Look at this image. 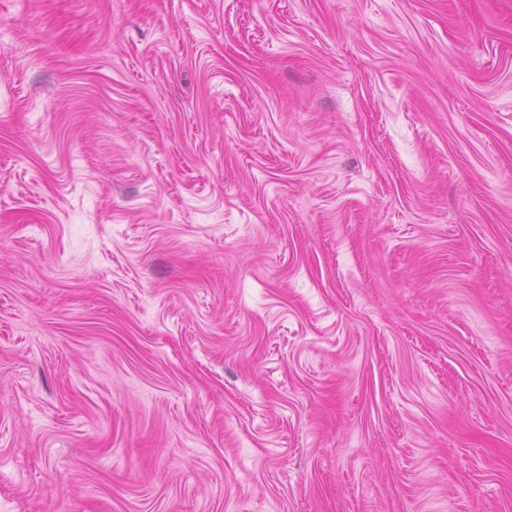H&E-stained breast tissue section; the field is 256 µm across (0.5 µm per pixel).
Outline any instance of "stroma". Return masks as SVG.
Returning a JSON list of instances; mask_svg holds the SVG:
<instances>
[{"instance_id": "35a3bbf8", "label": "stroma", "mask_w": 512, "mask_h": 512, "mask_svg": "<svg viewBox=\"0 0 512 512\" xmlns=\"http://www.w3.org/2000/svg\"><path fill=\"white\" fill-rule=\"evenodd\" d=\"M0 512H512V0H0Z\"/></svg>"}]
</instances>
